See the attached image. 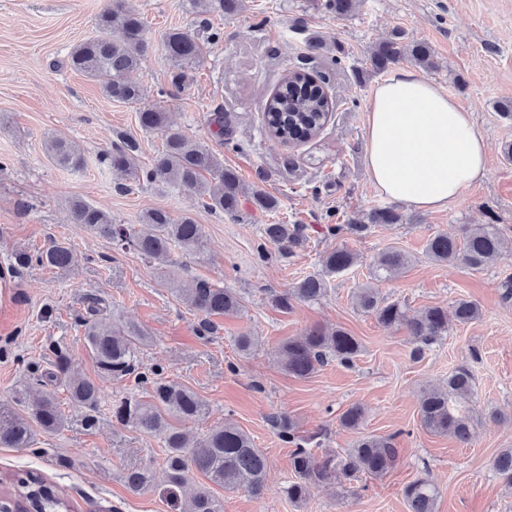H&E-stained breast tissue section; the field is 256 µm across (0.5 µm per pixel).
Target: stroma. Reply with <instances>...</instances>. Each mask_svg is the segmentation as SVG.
Masks as SVG:
<instances>
[{"label": "stroma", "instance_id": "stroma-1", "mask_svg": "<svg viewBox=\"0 0 512 512\" xmlns=\"http://www.w3.org/2000/svg\"><path fill=\"white\" fill-rule=\"evenodd\" d=\"M109 4L0 0V402L12 401L19 389L34 396L51 392L61 399L65 417L60 432L39 435L31 448L0 447V481L11 483L25 471L40 473L60 489L72 512H181V501L169 493L161 440L112 418L114 402L131 391L133 380L106 383L91 427L86 411L67 402L64 384L47 378L61 353L76 372L96 377L84 320L98 298L109 323L133 322L148 332L151 341L138 352L142 370L161 369L207 403L208 413L184 421V429L201 437L229 421L268 457L263 497L214 488L224 512H408L405 489L419 478L435 485L437 512H512V486L492 467L502 449L512 448V298H505L502 288L512 277V162L502 155L503 144L512 142V121L495 110L498 101L512 100V0H366L345 19L325 13L319 0H244L231 15L196 14L187 0H127L155 43L171 28L207 41V54L184 89L172 86L170 64L157 46L131 78L141 87L144 104L168 112L173 128L218 154L245 188L278 198L272 213L243 203L237 220L205 210L193 193L129 183L100 163L117 135L138 142L144 167L163 142L161 132L140 128L137 105L107 99L95 82L69 66L71 49L97 36V18ZM395 30L432 48L438 67L424 77L472 112L488 147L487 174L446 209L407 210L400 225L377 224L362 236L329 238L323 227L330 215L360 220L384 202L367 172L366 117L383 80L373 72L370 54ZM214 32L219 41H210ZM311 35L326 46H342L341 64L305 58ZM296 66L325 76L339 106L317 138L286 147L264 134L263 108ZM217 109L230 128L229 139L215 135L209 123ZM53 134L80 147L83 167L47 158L44 142ZM74 199L107 212L113 223L135 228L152 208L193 215L205 229L207 260L177 251L169 271L180 288L205 279L234 289L243 301L241 315L217 318L216 335H199L198 314L177 291L162 286L154 265L71 223L68 203ZM274 222L306 225L309 241L293 255L276 254L264 262L257 254L262 229ZM461 224L503 226V256L479 270L430 260L428 239ZM54 240L71 248L70 268L34 263L10 269L14 252L34 254ZM339 244L358 261L331 278L323 299L290 311L273 306L271 292L321 274V253ZM389 247L405 252L411 263L402 274L373 282L371 264ZM372 283L412 312L449 309L465 299L477 303L482 315L450 325L447 336L416 359L407 329L385 328L358 306V289ZM336 326L361 343L353 367L331 359L302 379L278 361L276 350L288 338ZM244 332L259 339L247 356L236 345ZM461 365L475 380L472 401L461 406L475 421L466 445L430 433L419 417L423 391L445 382ZM352 405L364 410L354 430L340 423ZM280 411L292 419L298 436H319L323 451L339 455L361 437H393L399 462L384 475L343 478L314 489L304 502H291L286 494L296 479L291 450L269 420ZM145 464L153 467V484L131 493L124 476Z\"/></svg>", "mask_w": 512, "mask_h": 512}]
</instances>
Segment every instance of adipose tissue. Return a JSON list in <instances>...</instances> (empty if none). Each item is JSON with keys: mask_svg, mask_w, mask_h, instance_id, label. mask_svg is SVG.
Instances as JSON below:
<instances>
[{"mask_svg": "<svg viewBox=\"0 0 512 512\" xmlns=\"http://www.w3.org/2000/svg\"><path fill=\"white\" fill-rule=\"evenodd\" d=\"M367 158L379 194L410 210L443 209L487 172L486 143L471 113L407 69L374 90Z\"/></svg>", "mask_w": 512, "mask_h": 512, "instance_id": "ef3b65f1", "label": "adipose tissue"}]
</instances>
